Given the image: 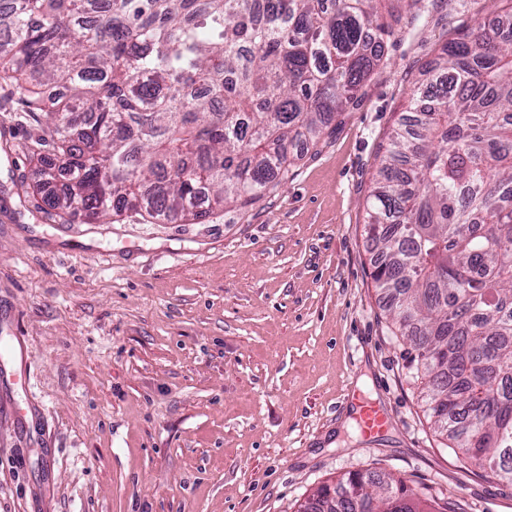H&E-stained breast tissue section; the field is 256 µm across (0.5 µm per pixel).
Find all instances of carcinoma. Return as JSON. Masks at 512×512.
<instances>
[{
    "label": "carcinoma",
    "mask_w": 512,
    "mask_h": 512,
    "mask_svg": "<svg viewBox=\"0 0 512 512\" xmlns=\"http://www.w3.org/2000/svg\"><path fill=\"white\" fill-rule=\"evenodd\" d=\"M0 0V80L48 137L52 209L198 219L282 186L426 0ZM367 197L376 287L427 412L462 460L512 484V0L446 40ZM65 91L52 102L47 92ZM303 512H426L355 472Z\"/></svg>",
    "instance_id": "1"
}]
</instances>
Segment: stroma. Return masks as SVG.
Here are the masks:
<instances>
[{
    "label": "stroma",
    "mask_w": 512,
    "mask_h": 512,
    "mask_svg": "<svg viewBox=\"0 0 512 512\" xmlns=\"http://www.w3.org/2000/svg\"><path fill=\"white\" fill-rule=\"evenodd\" d=\"M500 0H437L242 211L86 224L44 205L42 135L0 81V512H297L351 472L402 479L429 512H512L437 432L376 288L365 201L419 70ZM389 415L364 435L355 397Z\"/></svg>",
    "instance_id": "obj_1"
}]
</instances>
